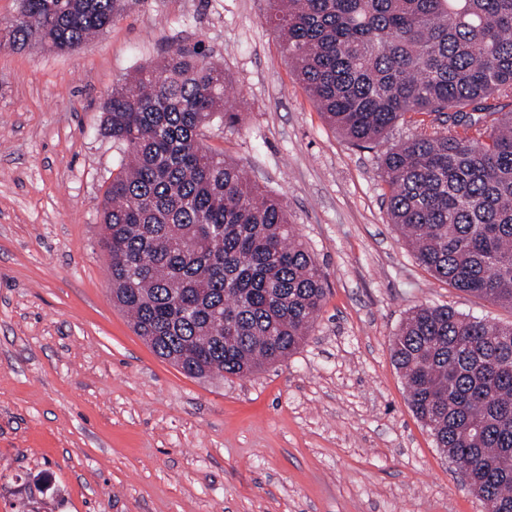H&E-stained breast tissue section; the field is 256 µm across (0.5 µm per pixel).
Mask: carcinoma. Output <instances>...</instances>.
I'll use <instances>...</instances> for the list:
<instances>
[{
    "instance_id": "cac0c4a2",
    "label": "carcinoma",
    "mask_w": 512,
    "mask_h": 512,
    "mask_svg": "<svg viewBox=\"0 0 512 512\" xmlns=\"http://www.w3.org/2000/svg\"><path fill=\"white\" fill-rule=\"evenodd\" d=\"M117 0H20L0 47L75 48ZM268 23L327 121L366 148L398 124L380 178L392 224L449 286L512 306V0H270ZM228 77L198 41L112 87L123 151L104 192L110 293L186 376L245 377L288 358L322 308V273L282 200L203 144ZM411 407L496 512H512V324L410 310L392 343Z\"/></svg>"
}]
</instances>
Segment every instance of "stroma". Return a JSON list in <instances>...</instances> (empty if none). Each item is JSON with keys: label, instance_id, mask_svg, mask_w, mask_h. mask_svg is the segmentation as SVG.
<instances>
[{"label": "stroma", "instance_id": "stroma-1", "mask_svg": "<svg viewBox=\"0 0 512 512\" xmlns=\"http://www.w3.org/2000/svg\"><path fill=\"white\" fill-rule=\"evenodd\" d=\"M268 0H122L68 52L0 49V512H484L413 413L392 339L415 306L490 323L512 307L452 288L390 223L368 148L335 130L266 22ZM203 41L238 129L204 142L288 206L325 277L288 359L192 379L109 291L103 133L113 85Z\"/></svg>", "mask_w": 512, "mask_h": 512}]
</instances>
